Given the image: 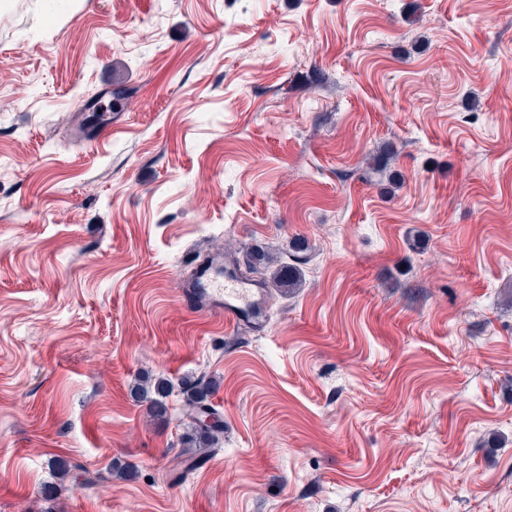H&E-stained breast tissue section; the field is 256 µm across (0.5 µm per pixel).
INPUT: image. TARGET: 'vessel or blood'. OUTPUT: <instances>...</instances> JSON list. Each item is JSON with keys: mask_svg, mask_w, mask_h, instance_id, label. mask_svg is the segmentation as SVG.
Wrapping results in <instances>:
<instances>
[{"mask_svg": "<svg viewBox=\"0 0 512 512\" xmlns=\"http://www.w3.org/2000/svg\"><path fill=\"white\" fill-rule=\"evenodd\" d=\"M188 308L202 310L238 327L255 318L262 307L261 288L239 276L225 273L222 256L199 263L182 291Z\"/></svg>", "mask_w": 512, "mask_h": 512, "instance_id": "1", "label": "vessel or blood"}]
</instances>
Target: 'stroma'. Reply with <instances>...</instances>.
<instances>
[{"mask_svg":"<svg viewBox=\"0 0 512 512\" xmlns=\"http://www.w3.org/2000/svg\"><path fill=\"white\" fill-rule=\"evenodd\" d=\"M301 243L262 328L184 307ZM0 512H512V0H0ZM271 261L273 258L269 254L248 252L243 255L242 266L247 274L258 277L264 282ZM180 389L185 397L187 414L193 423L188 445L196 448L191 454L199 461L219 445L224 434V425L218 419L212 423H206L202 419L209 409L206 402L211 392L210 382L203 378L185 377L181 380ZM170 392V385L167 382L160 380L154 386L153 391L143 386L137 392V398L140 402L146 403L149 412L158 420H165L168 416L167 397Z\"/></svg>","mask_w":512,"mask_h":512,"instance_id":"35a3bbf8","label":"stroma"}]
</instances>
